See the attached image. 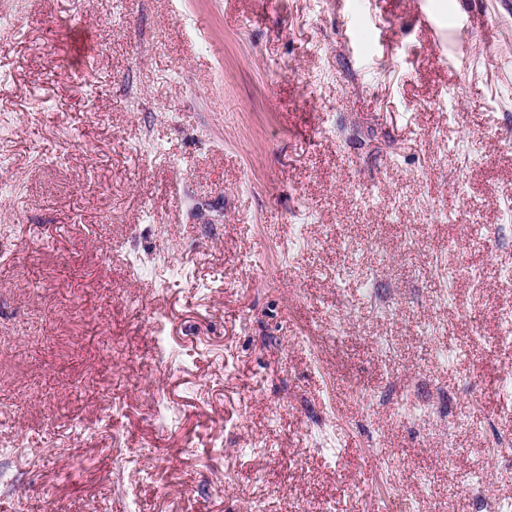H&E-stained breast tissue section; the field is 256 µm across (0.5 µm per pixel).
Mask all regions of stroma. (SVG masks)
Wrapping results in <instances>:
<instances>
[{"instance_id":"stroma-1","label":"stroma","mask_w":512,"mask_h":512,"mask_svg":"<svg viewBox=\"0 0 512 512\" xmlns=\"http://www.w3.org/2000/svg\"><path fill=\"white\" fill-rule=\"evenodd\" d=\"M511 222L512 0H0V512L512 501Z\"/></svg>"}]
</instances>
